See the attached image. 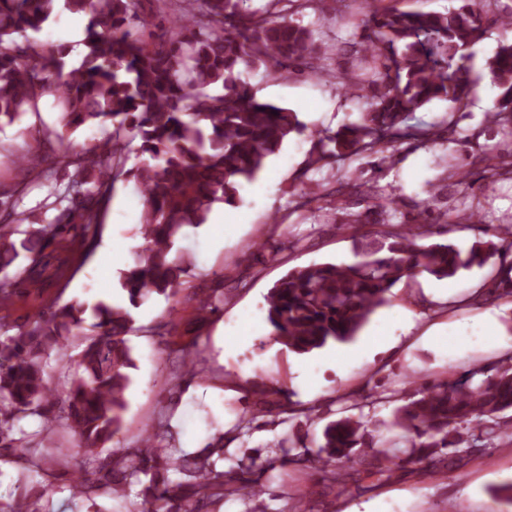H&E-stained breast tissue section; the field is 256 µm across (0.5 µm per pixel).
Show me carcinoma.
Returning <instances> with one entry per match:
<instances>
[{"label":"carcinoma","instance_id":"cac0c4a2","mask_svg":"<svg viewBox=\"0 0 512 512\" xmlns=\"http://www.w3.org/2000/svg\"><path fill=\"white\" fill-rule=\"evenodd\" d=\"M283 1L297 12L323 2L268 0L259 14L244 8L246 0H148L160 5L158 16L192 21L190 27L161 26L157 34L146 31L140 0H0V121L10 124L51 96L61 127L48 133L42 154L19 157L13 165L38 179L60 171L67 179L63 185L47 182L39 205L20 213L26 186L0 182V310L43 282L44 251L64 233L80 229L65 248L91 251L100 215L120 180L134 182L142 197L138 233L145 240L134 263L120 272L125 304L94 306L97 322L90 331L84 330L83 305L57 299L13 334L0 324V462L18 471L17 493L0 512H47L43 498L58 487L95 512L97 499L117 497L129 502L128 512H219L228 501L259 498L269 470L308 462L334 485L358 482L353 462L380 474L396 464L394 443L376 442L364 414L394 396L364 393L347 404L350 414L326 424L317 449L285 440L257 469L241 463L217 468L229 455L223 433L189 458L174 457L165 446L172 433L161 417L149 445L99 459L123 430L134 310L152 294L176 299L193 266L189 253H173L176 240L185 228L206 223L213 204H236L240 188L256 179L267 158L306 129L297 113L258 101L241 72L261 69L283 77L300 63L371 97V111L312 142L308 168L359 157L383 164L388 149L410 137L403 127L408 113L434 100L455 105L463 99V50L488 31L487 0H464L445 14L376 11L365 21L362 41L352 46L358 67L347 73L330 67L331 56L318 49L307 28L275 17ZM62 8L87 18L86 52L69 71L66 48L29 36ZM487 67L501 90L487 121L503 145L485 170L488 179L512 174V43L500 42ZM208 87L223 92L211 95ZM86 125L105 128L106 136L77 152L66 134ZM131 152L145 156L135 169L126 168ZM448 179L469 197L471 179L454 166ZM314 195L327 202L367 196L384 203L375 188L352 175L317 184ZM50 211L55 215L49 219ZM24 221L29 228L21 231L16 223ZM18 233L24 238L17 242ZM425 234L395 227L365 232L355 237L356 260L288 271L265 297L274 340L300 355L350 342L391 301L402 279L426 273L443 280L493 258L500 269L485 282L484 294L493 301L512 296L509 227L465 251L447 242L416 245ZM189 290L186 301L196 302V311H219L217 289ZM174 329V323L160 322L150 335L167 347ZM75 339L80 350L70 361L81 374L71 378L67 348ZM168 361L181 366L185 377L196 374L188 345L170 350ZM274 395L285 392L257 387L255 408L240 420L255 422ZM401 400L390 425L411 435L409 461L426 474L441 468L459 473L475 453L512 445V430L504 428L505 420L512 421L505 417L512 411V355L455 379L425 382ZM51 454L58 469L80 474L76 483H55L56 473L42 464ZM172 471L184 479L171 481Z\"/></svg>","mask_w":512,"mask_h":512}]
</instances>
